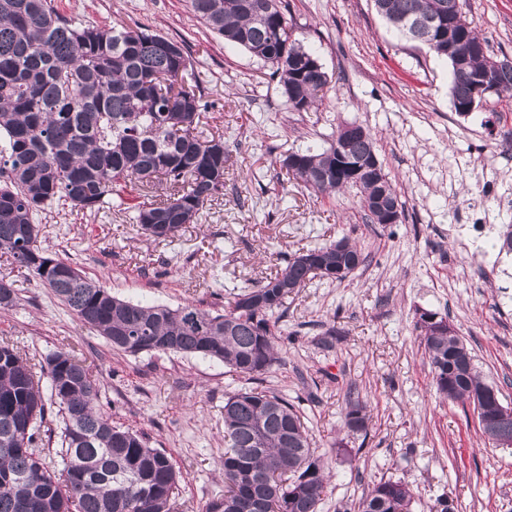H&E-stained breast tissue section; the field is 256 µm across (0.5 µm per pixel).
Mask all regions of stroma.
<instances>
[{"label": "stroma", "mask_w": 512, "mask_h": 512, "mask_svg": "<svg viewBox=\"0 0 512 512\" xmlns=\"http://www.w3.org/2000/svg\"><path fill=\"white\" fill-rule=\"evenodd\" d=\"M68 15L107 27L146 26L183 43L213 108L208 132L231 158L224 197L173 238L148 242L133 217L138 196L90 214L53 204L41 245L113 295L219 310L234 294L282 267L295 252L347 236L367 254L345 281L313 279L274 317L284 362L247 379L220 362L181 354L130 356L112 350L42 288L0 258L18 304L0 311V340L42 359L72 350L100 385V405L117 423L165 449L180 473L172 512H205L224 496V398L265 389L307 420L315 453L335 476L318 512L358 501L380 478L404 481L412 512H512V447L483 436L472 407L443 401L415 328L419 310L453 324L487 381L512 404V261L494 264L490 241L512 225V99L456 112L450 65L397 35L373 0H289L288 18L331 83L324 103L288 108L269 67L224 42L186 0H52ZM466 18L496 56L512 57V0H463ZM371 132L403 215L367 223L349 193L317 197L281 181L278 159L329 147L338 127ZM332 348L316 340L328 329ZM365 403L366 433L343 425L347 399Z\"/></svg>", "instance_id": "obj_1"}]
</instances>
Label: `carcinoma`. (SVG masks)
<instances>
[{"mask_svg":"<svg viewBox=\"0 0 512 512\" xmlns=\"http://www.w3.org/2000/svg\"><path fill=\"white\" fill-rule=\"evenodd\" d=\"M379 12L399 35L448 57V39L467 50L451 70L456 110L474 98L493 58L488 41L466 20L434 30L441 3L382 0ZM191 13L251 56L270 65L289 108L321 104L329 76L296 37L288 0H188ZM184 46L147 29L105 28L59 13L51 0H0V254L27 269L77 318L130 355L183 353L222 362L243 376L262 375L283 361L272 316L289 294L319 276L336 280L367 256L348 238L288 257L285 266L236 294L224 312L195 303L175 309L112 295L38 241L36 218L61 199L91 212L138 186L160 200L135 216L151 241L176 236L197 223L200 210L224 194L229 152L224 136L204 134L208 109L199 83L188 84ZM494 94H512V65L498 70ZM377 158L370 132L358 125L329 148L312 147L280 160V169L315 195L352 190L372 224H385L403 205L384 165L357 175L339 168L340 156ZM315 255L320 273L307 257ZM18 303L0 279V310ZM436 393L476 406L490 387L458 335L440 336L417 321ZM99 386L83 362L54 351L34 363L0 341V512H170L178 474L165 450L144 433L118 426L97 407ZM61 418L58 448L36 452L47 408ZM360 400L346 402L345 426L368 428ZM512 440V418L486 434ZM224 498L206 512H253L258 499L272 512H318L326 465L314 456L299 408L267 390H240L224 398ZM413 493L401 480H380L361 497L357 512H411Z\"/></svg>","mask_w":512,"mask_h":512,"instance_id":"obj_1","label":"carcinoma"}]
</instances>
